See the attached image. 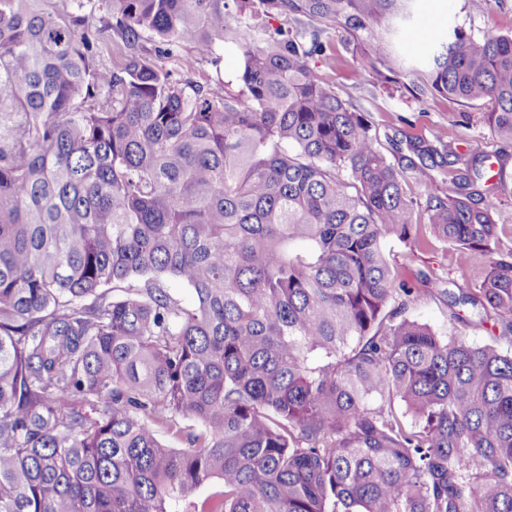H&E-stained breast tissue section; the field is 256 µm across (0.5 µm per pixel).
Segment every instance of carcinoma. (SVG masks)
Instances as JSON below:
<instances>
[{"label":"carcinoma","instance_id":"carcinoma-1","mask_svg":"<svg viewBox=\"0 0 512 512\" xmlns=\"http://www.w3.org/2000/svg\"><path fill=\"white\" fill-rule=\"evenodd\" d=\"M45 2L0 0V512H512L486 158L408 138L388 160L311 66L337 31L360 70L480 105L512 146V32L456 26L415 61L416 0ZM220 42L235 90L161 64L218 69ZM450 167V192L413 195ZM389 240L472 268L452 304L492 342L413 319ZM166 64L178 77L191 76L197 80L213 75L215 71L208 59L199 57L189 48L183 49L177 57L166 59ZM463 317L464 322H455V331L463 336L469 343L484 345L491 342V338L487 332L489 326H482L479 322L478 311L470 305L455 308Z\"/></svg>","mask_w":512,"mask_h":512}]
</instances>
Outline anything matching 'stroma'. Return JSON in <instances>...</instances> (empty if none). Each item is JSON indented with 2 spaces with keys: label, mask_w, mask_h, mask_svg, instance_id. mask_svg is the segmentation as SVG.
<instances>
[{
  "label": "stroma",
  "mask_w": 512,
  "mask_h": 512,
  "mask_svg": "<svg viewBox=\"0 0 512 512\" xmlns=\"http://www.w3.org/2000/svg\"><path fill=\"white\" fill-rule=\"evenodd\" d=\"M417 14L431 21L439 34L455 26L465 27L477 36L488 29L512 31V0H491L488 10L481 15L470 13L467 0H419ZM221 53L222 64L217 69L221 70L224 79H234L241 52L237 47L227 45ZM336 54V60L317 57L312 64L334 83L337 92L349 100L356 111L370 113L379 136L404 134L428 141L438 139L462 153L470 150L492 157L505 155L501 174L490 178L487 185L500 201L494 215L496 222L512 226V155H507L505 146L491 133L480 108L450 98L417 99L409 91L411 79L396 84L365 78L353 68L352 54L344 46H337ZM167 66L176 75L198 80L217 70L208 59L188 48L168 59ZM389 249L399 280L418 292L410 310L411 317L439 333H446L452 327L469 343H489V334L479 322L477 309L468 305L461 307V322L450 323L447 297L440 288L426 287L420 282L421 273L433 270L447 279L450 289L467 288L471 274L456 263L452 251L437 244L428 248H410L397 242L390 243Z\"/></svg>",
  "instance_id": "1"
}]
</instances>
